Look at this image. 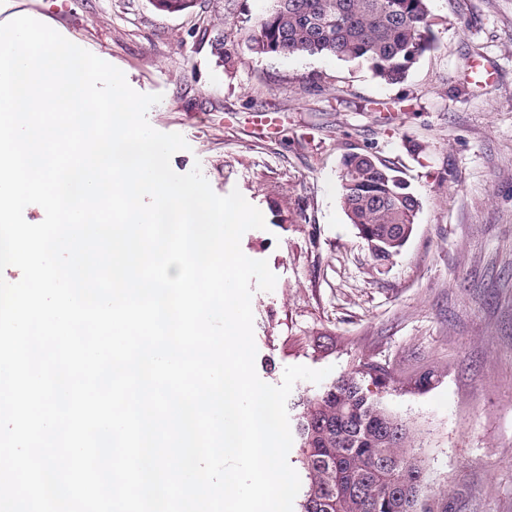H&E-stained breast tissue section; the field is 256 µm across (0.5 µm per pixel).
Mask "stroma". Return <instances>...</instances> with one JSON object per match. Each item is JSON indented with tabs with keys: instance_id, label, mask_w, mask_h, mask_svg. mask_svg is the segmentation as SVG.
<instances>
[{
	"instance_id": "stroma-1",
	"label": "stroma",
	"mask_w": 512,
	"mask_h": 512,
	"mask_svg": "<svg viewBox=\"0 0 512 512\" xmlns=\"http://www.w3.org/2000/svg\"><path fill=\"white\" fill-rule=\"evenodd\" d=\"M272 0H0L121 69L161 132L184 136L180 174L201 166L239 190L265 229L241 238L277 282L254 290L258 376L329 368L297 382L298 405L361 372L407 424L449 512H512V0H430L435 43L406 79L368 63L259 56L250 35ZM223 38L230 59L212 52ZM491 72H483V65ZM369 152L420 202L393 259L375 260L341 202L342 160ZM389 374L376 384L363 366Z\"/></svg>"
}]
</instances>
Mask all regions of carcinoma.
I'll return each mask as SVG.
<instances>
[{"label": "carcinoma", "instance_id": "obj_1", "mask_svg": "<svg viewBox=\"0 0 512 512\" xmlns=\"http://www.w3.org/2000/svg\"><path fill=\"white\" fill-rule=\"evenodd\" d=\"M429 0H273L251 35L260 56L331 55L365 61L385 83H398L433 45ZM165 12H181L194 0H154ZM342 205L373 256L388 260L404 243L398 225L415 223L418 199L396 179V170L370 153L344 157ZM300 462L309 479L301 512H404L394 490L378 478L381 465L395 479L406 472L428 476L409 428L376 402L348 373L306 398L297 422Z\"/></svg>", "mask_w": 512, "mask_h": 512}]
</instances>
